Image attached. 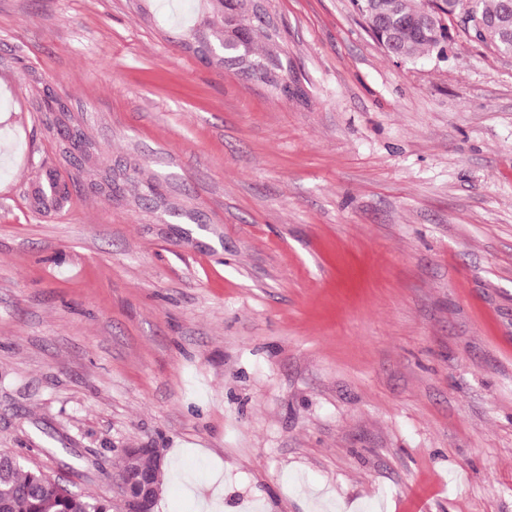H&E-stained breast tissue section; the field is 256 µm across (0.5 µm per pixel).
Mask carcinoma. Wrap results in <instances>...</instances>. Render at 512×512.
I'll use <instances>...</instances> for the list:
<instances>
[{
    "label": "carcinoma",
    "instance_id": "carcinoma-1",
    "mask_svg": "<svg viewBox=\"0 0 512 512\" xmlns=\"http://www.w3.org/2000/svg\"><path fill=\"white\" fill-rule=\"evenodd\" d=\"M224 15L234 18V34L224 31L219 48L224 63L234 65L247 77L260 81L281 95H288V71L281 53L273 46L279 35L262 16L255 13L250 0H218ZM421 0H352L367 28L385 44L388 55L407 61L421 53H444V44L422 31ZM430 9L446 19L464 14L468 0H428ZM478 17L495 18L500 26L482 32L475 25L468 33L499 53L512 52V0H474ZM36 109L42 112H64L65 105L46 88L37 98ZM91 143L83 134L68 137L64 153L87 156ZM29 206L40 214L56 212L69 202L66 184L49 170L36 181L28 193ZM122 469L119 478L130 471L149 473L161 484L162 470L155 467L146 453L135 454L132 448L120 449ZM0 512H112V502L73 491L69 485L40 470H27L16 452L0 449Z\"/></svg>",
    "mask_w": 512,
    "mask_h": 512
}]
</instances>
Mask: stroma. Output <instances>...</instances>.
I'll return each mask as SVG.
<instances>
[{
    "mask_svg": "<svg viewBox=\"0 0 512 512\" xmlns=\"http://www.w3.org/2000/svg\"><path fill=\"white\" fill-rule=\"evenodd\" d=\"M263 6L286 97L184 48L212 0H0V448L112 512L122 448L154 512H512V54ZM29 206L40 214L56 212L69 202L66 184L52 170L46 171L45 177L39 178L28 193ZM122 459V469L119 474L120 481L124 476L129 474L132 469L137 472L150 473L154 482L159 486L161 485L160 476L162 468H156L152 457L146 453H141L135 456L134 448H122L120 454ZM162 486V485H161Z\"/></svg>",
    "mask_w": 512,
    "mask_h": 512,
    "instance_id": "1",
    "label": "stroma"
}]
</instances>
